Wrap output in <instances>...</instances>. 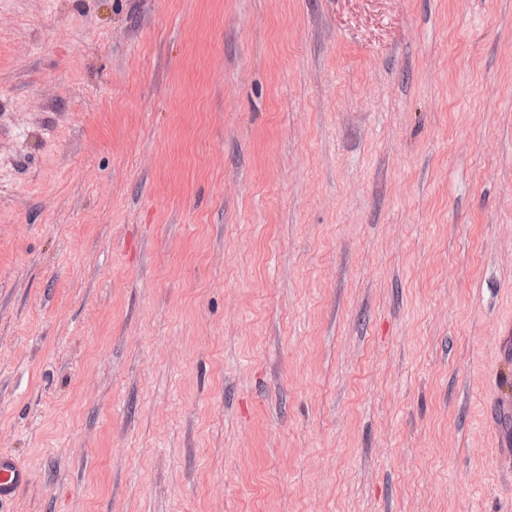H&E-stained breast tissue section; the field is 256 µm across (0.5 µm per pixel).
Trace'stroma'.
Returning a JSON list of instances; mask_svg holds the SVG:
<instances>
[{"instance_id": "1", "label": "stroma", "mask_w": 512, "mask_h": 512, "mask_svg": "<svg viewBox=\"0 0 512 512\" xmlns=\"http://www.w3.org/2000/svg\"><path fill=\"white\" fill-rule=\"evenodd\" d=\"M512 0H0V512H512ZM27 483L26 470L12 457L0 456V505L15 499Z\"/></svg>"}]
</instances>
